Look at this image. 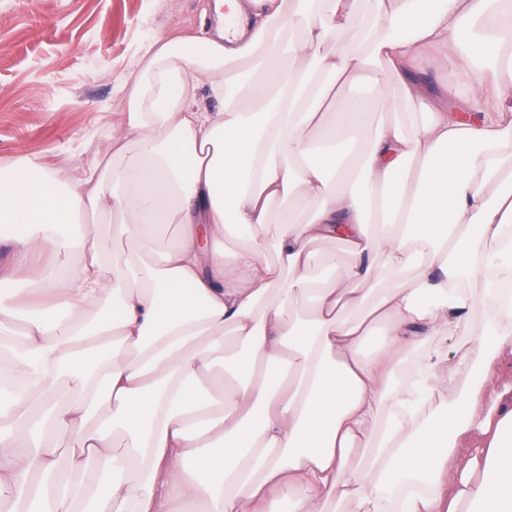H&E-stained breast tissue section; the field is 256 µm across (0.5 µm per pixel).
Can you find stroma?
I'll list each match as a JSON object with an SVG mask.
<instances>
[{"instance_id": "obj_1", "label": "stroma", "mask_w": 512, "mask_h": 512, "mask_svg": "<svg viewBox=\"0 0 512 512\" xmlns=\"http://www.w3.org/2000/svg\"><path fill=\"white\" fill-rule=\"evenodd\" d=\"M214 0H0V167L24 160L60 178L91 166L155 34L216 26Z\"/></svg>"}]
</instances>
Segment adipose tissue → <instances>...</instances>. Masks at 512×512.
Instances as JSON below:
<instances>
[{"label":"adipose tissue","instance_id":"adipose-tissue-1","mask_svg":"<svg viewBox=\"0 0 512 512\" xmlns=\"http://www.w3.org/2000/svg\"><path fill=\"white\" fill-rule=\"evenodd\" d=\"M215 5L250 36L157 34L79 178L0 169V288L31 254L81 256L0 300V376L36 380L0 395V512H387L408 484L401 512H512L491 377L512 310L470 319L488 270L512 280V0ZM422 61L459 90L434 97ZM362 80L373 127L337 106ZM97 223L127 251L103 254ZM408 352L422 389L398 382Z\"/></svg>","mask_w":512,"mask_h":512}]
</instances>
